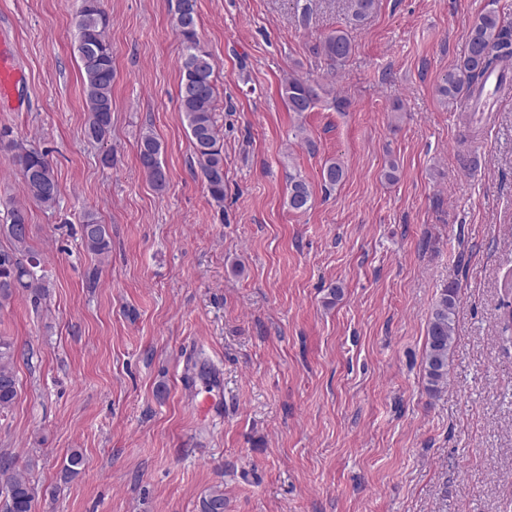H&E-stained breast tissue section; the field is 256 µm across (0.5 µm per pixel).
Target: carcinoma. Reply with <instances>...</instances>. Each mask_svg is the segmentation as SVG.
Returning a JSON list of instances; mask_svg holds the SVG:
<instances>
[{
    "label": "carcinoma",
    "mask_w": 512,
    "mask_h": 512,
    "mask_svg": "<svg viewBox=\"0 0 512 512\" xmlns=\"http://www.w3.org/2000/svg\"><path fill=\"white\" fill-rule=\"evenodd\" d=\"M376 0H348L351 20L360 23L374 10ZM80 59V80L88 112V137L102 142L112 129V84L114 68L112 46L105 37V18L101 0H82L73 18ZM175 27L184 45L179 68V110L188 132L207 190L217 204L224 202V154L220 144L216 111L218 88L214 65L209 52L200 45L197 33L195 0H177ZM467 52L456 69L443 78L439 93L456 98L462 91L479 84L486 75L501 74L512 65V31L504 26L493 9L481 14L467 33ZM348 34L338 30L316 46L334 66L343 65L351 54ZM320 85L311 79L290 77L284 84V94L290 110L300 116L312 111L320 101ZM13 162L17 166L27 195L37 205L51 209L58 203L59 187L54 168L47 154L36 149L14 145ZM139 163L153 186L161 190L166 185V171L161 160V144L150 131L139 144ZM322 178L333 188L345 178V170L336 160L325 163ZM288 207L305 211L311 207L312 194L306 179L296 173L289 176ZM28 223V211L13 207L7 223L0 225L11 240V248L0 249V307L9 302L20 289L45 291V285L34 269L41 260L27 244V236L16 234L13 226ZM82 240L87 250L104 257L111 244L109 225L101 223L88 212L81 224ZM458 288L448 284L436 299L427 328L424 373L427 389L438 393L448 384V360L456 334ZM17 349L13 339L0 335V412L9 410L17 397V380L13 364ZM85 467L83 453L74 449L66 457L61 470L65 482L78 476ZM0 490L5 492L8 512H32L37 489L26 466L12 458L0 457ZM201 512H224V492L213 491L202 499Z\"/></svg>",
    "instance_id": "cac0c4a2"
}]
</instances>
